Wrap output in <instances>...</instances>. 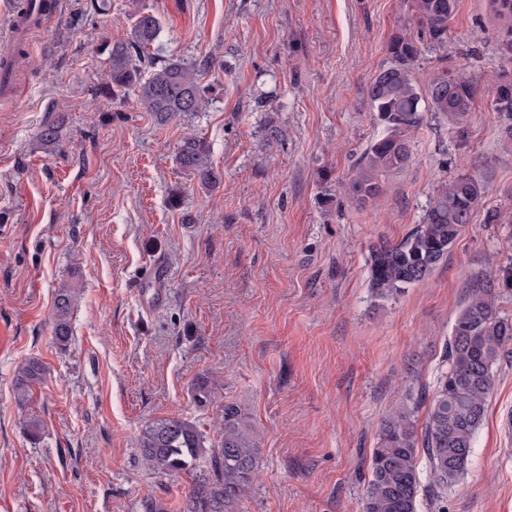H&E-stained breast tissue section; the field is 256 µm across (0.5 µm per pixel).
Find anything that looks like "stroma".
Returning <instances> with one entry per match:
<instances>
[{
	"label": "stroma",
	"mask_w": 512,
	"mask_h": 512,
	"mask_svg": "<svg viewBox=\"0 0 512 512\" xmlns=\"http://www.w3.org/2000/svg\"><path fill=\"white\" fill-rule=\"evenodd\" d=\"M91 1L54 0L0 94V512H144L150 497L181 512L190 479L148 469L137 442L177 415L218 440L216 408L191 397L202 375L258 443L236 512H361L381 419L406 389L435 385L471 279L512 264V146L491 107L512 62L489 0H457L447 45L418 62L424 84L477 76L467 141L428 115L411 163L363 205L335 190L383 133L366 90L393 36L417 31L411 0ZM136 1L160 20L159 60H212L205 111L161 125L135 95L95 98L100 46L125 36ZM54 112L69 121L40 146ZM193 131L222 177L209 192L174 160ZM465 172L488 191L447 261L376 298L371 246L401 241L434 185ZM158 263L165 295L150 306ZM61 288L80 293L64 351L50 320ZM30 357L49 372L21 407L13 379ZM494 371L446 512H512V343Z\"/></svg>",
	"instance_id": "35a3bbf8"
}]
</instances>
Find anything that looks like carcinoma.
<instances>
[{"mask_svg": "<svg viewBox=\"0 0 512 512\" xmlns=\"http://www.w3.org/2000/svg\"><path fill=\"white\" fill-rule=\"evenodd\" d=\"M491 4L502 21L497 54L511 62L512 0H491ZM412 8L421 37L395 35L388 45L390 63L377 72L367 89L370 107L385 134L370 143L346 183L347 195L358 204L377 198L382 177L403 170L412 161L411 134L423 124L424 113L448 119L459 138L468 135L466 121L478 92L474 79L465 73L442 75L423 86L416 78L422 43L439 47L446 43L456 0H413ZM160 32L154 14L143 8L131 11L126 36L102 48L108 55L109 74L96 96L113 100L132 91L142 107L163 123L203 110L210 89L199 73L211 63L174 58L156 63L150 49ZM492 107L510 121L507 135L511 140L512 79L497 86ZM67 121L64 112L46 120L37 133L40 145L56 144ZM210 156V144L190 134L180 139L175 160L202 188L211 189L219 185L220 174ZM486 192L485 181L470 173L436 185L421 224L400 242L371 250L369 275L374 295L395 298L428 278L447 260L462 228L473 222ZM499 288H512V266L472 280L449 330L446 369L432 393L408 391L405 401L382 422L370 455L362 512H419L424 495L429 509L445 512V491L458 485L471 464L475 437L494 389L500 350L512 342V320L500 316L494 303ZM76 301L73 288H61L55 295L51 336L61 349L73 338L71 314ZM45 377L46 367L38 358L19 367L14 376L19 407L26 406ZM193 400L211 406L220 402V395L215 384L201 376L194 383ZM424 405L427 411L421 423L419 410ZM139 448L143 463L153 471L192 477L183 512H225L256 475L257 444L234 404L224 405V435L217 444L208 443L196 422L173 416L146 426ZM203 462L209 465L204 473L200 472Z\"/></svg>", "mask_w": 512, "mask_h": 512, "instance_id": "1", "label": "carcinoma"}]
</instances>
